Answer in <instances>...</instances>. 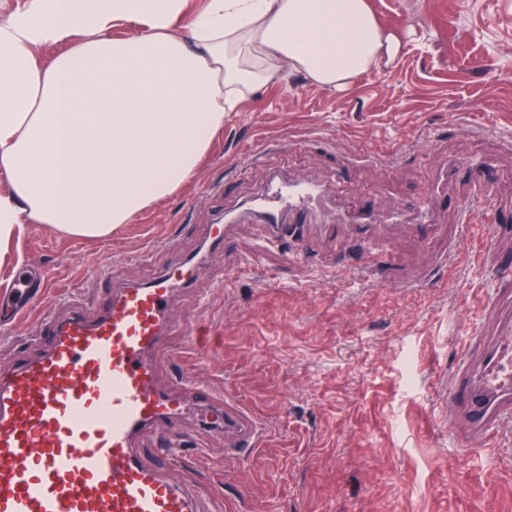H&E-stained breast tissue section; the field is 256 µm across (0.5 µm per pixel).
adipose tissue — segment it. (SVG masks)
<instances>
[{
  "instance_id": "1",
  "label": "adipose tissue",
  "mask_w": 512,
  "mask_h": 512,
  "mask_svg": "<svg viewBox=\"0 0 512 512\" xmlns=\"http://www.w3.org/2000/svg\"><path fill=\"white\" fill-rule=\"evenodd\" d=\"M400 49L367 0H19L0 13V252L30 224L103 238L175 194L280 71L339 89Z\"/></svg>"
}]
</instances>
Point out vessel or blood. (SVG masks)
<instances>
[{"label": "vessel or blood", "instance_id": "vessel-or-blood-1", "mask_svg": "<svg viewBox=\"0 0 512 512\" xmlns=\"http://www.w3.org/2000/svg\"><path fill=\"white\" fill-rule=\"evenodd\" d=\"M330 191L316 182L272 176L251 211L273 240L301 244L311 215L329 209ZM427 201L400 208L401 222L431 231ZM377 244L379 225L351 224L334 213L320 224L335 239L347 227ZM207 266L188 256L146 283L112 282L107 301L68 303L66 316H48L28 340L33 351L0 370V512H200L196 491L174 484L168 471L187 443L165 441L152 460L138 448L149 428L199 411L223 429L229 447L252 441L247 417L232 400L192 377L161 384L158 369L169 359L170 302L180 289L202 285ZM37 277L21 274L0 299V322L37 304ZM490 329L470 336L442 388V427L469 451L480 450L512 420V289L499 288L484 306Z\"/></svg>", "mask_w": 512, "mask_h": 512}]
</instances>
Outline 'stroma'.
<instances>
[{"label": "stroma", "instance_id": "obj_1", "mask_svg": "<svg viewBox=\"0 0 512 512\" xmlns=\"http://www.w3.org/2000/svg\"><path fill=\"white\" fill-rule=\"evenodd\" d=\"M369 4L401 41L394 61L340 90L279 73L225 114L178 193L104 238L30 224L11 247L44 274L42 303L62 316L74 296L106 299L98 268L140 284L199 251L210 185H223L225 207L237 209L271 175L316 181L337 187L342 212L381 220L432 199L433 234L392 225L372 257L349 238L334 251L310 242L296 262L263 225L240 220L228 245L208 254L223 287L176 293L170 325L207 336L201 348L171 336L164 375L183 372L230 397L257 428L255 447L230 448L196 416L175 425L203 454L169 477L199 492L202 512H512V422L471 454L438 420L441 381L485 325L482 301L499 286L483 261L487 236L512 266V0ZM278 139L293 149L254 164L253 151ZM470 159L482 162L488 194L507 213L477 209L456 236L455 207L473 194ZM176 237L180 252L164 251ZM389 257L400 279L380 284L357 270Z\"/></svg>", "mask_w": 512, "mask_h": 512}]
</instances>
